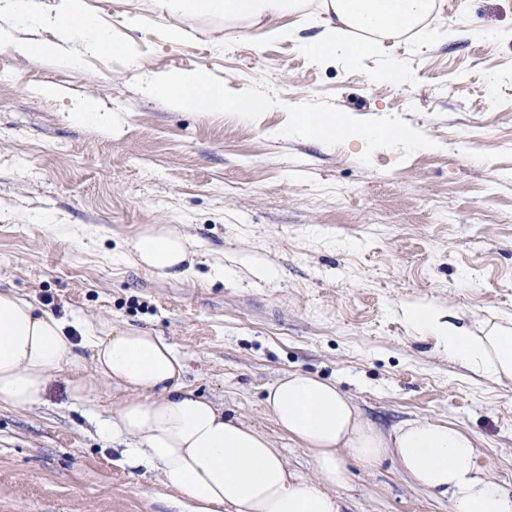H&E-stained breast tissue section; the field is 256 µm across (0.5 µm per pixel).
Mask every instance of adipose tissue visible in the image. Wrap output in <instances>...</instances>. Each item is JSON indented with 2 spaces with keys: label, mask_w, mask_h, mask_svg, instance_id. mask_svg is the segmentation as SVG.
<instances>
[{
  "label": "adipose tissue",
  "mask_w": 512,
  "mask_h": 512,
  "mask_svg": "<svg viewBox=\"0 0 512 512\" xmlns=\"http://www.w3.org/2000/svg\"><path fill=\"white\" fill-rule=\"evenodd\" d=\"M159 16L185 11L224 15L271 28L291 30L282 20L298 12L299 0H154ZM435 0H321L320 32L308 42L313 57L359 51L354 31L380 40L426 21ZM13 26L54 29L58 42L31 40L25 51L59 52L68 58L112 50L108 31L80 0H0V18ZM150 93L172 106L199 112L229 110L255 114L256 98L229 99L223 84L201 74H154ZM197 245L170 224L140 231L121 251L125 262L160 276L193 273ZM400 321L434 351L496 379H512V328L490 327L476 334L455 313L416 301L403 304ZM92 354L85 371L73 334ZM183 357L164 336L100 319L68 320L41 308L14 290H0V403L26 409L39 403L53 378L67 374L70 397L85 401L96 382L122 388L126 396L100 434L123 442L119 462L156 473L169 490L183 496L187 512H347L350 456L367 467L394 457L412 482L435 497H449L451 512H512V493L482 466L473 438L445 421H413L383 435L366 421L335 384L294 371L269 387L265 403L285 435L309 455L313 472L292 469L275 441L221 404L196 394L182 382Z\"/></svg>",
  "instance_id": "obj_1"
}]
</instances>
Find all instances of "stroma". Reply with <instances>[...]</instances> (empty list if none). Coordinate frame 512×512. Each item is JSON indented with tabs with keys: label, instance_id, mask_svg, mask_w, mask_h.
Returning <instances> with one entry per match:
<instances>
[{
	"label": "stroma",
	"instance_id": "35a3bbf8",
	"mask_svg": "<svg viewBox=\"0 0 512 512\" xmlns=\"http://www.w3.org/2000/svg\"><path fill=\"white\" fill-rule=\"evenodd\" d=\"M84 3L143 66L0 42V289L165 336L184 384L274 437L302 473L308 456L264 402L287 371L336 383L386 434L415 419L459 427L511 489L512 380L438 356L398 308L432 302L475 332L512 321V0H437L435 18L397 40L359 33L360 54L324 60L303 49L320 0L288 17V39L231 18H161L153 0ZM161 71L267 106L252 118L175 109L146 90ZM43 85L58 96H38ZM81 98L114 113V133L69 119ZM300 110L346 129L328 142L294 134ZM391 122L424 148L361 141ZM149 224L198 241L197 276L117 260ZM243 252L272 260L279 279H206ZM120 398L100 383L73 402L60 375L31 408L0 403V512H182L97 432ZM344 466L351 512H450L393 457Z\"/></svg>",
	"mask_w": 512,
	"mask_h": 512
}]
</instances>
